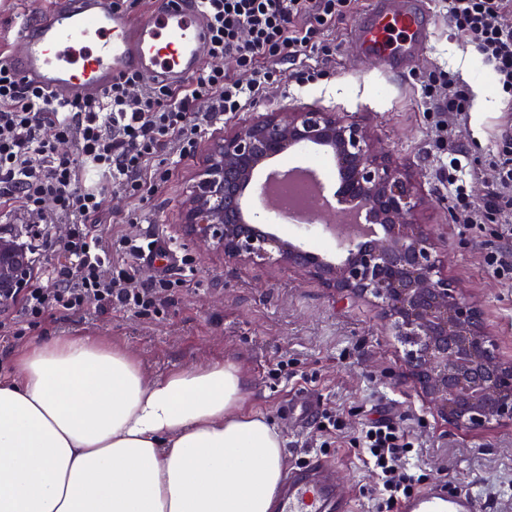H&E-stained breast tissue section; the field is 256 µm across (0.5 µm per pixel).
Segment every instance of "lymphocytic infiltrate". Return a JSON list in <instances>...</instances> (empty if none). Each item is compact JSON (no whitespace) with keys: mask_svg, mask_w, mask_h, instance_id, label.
I'll return each mask as SVG.
<instances>
[{"mask_svg":"<svg viewBox=\"0 0 512 512\" xmlns=\"http://www.w3.org/2000/svg\"><path fill=\"white\" fill-rule=\"evenodd\" d=\"M351 0H197L209 32V61L177 87L146 84L136 74L113 81L94 96L67 99L40 88L0 62V206L22 211L34 225V254H48L52 287L15 288L0 295V335L10 339L61 316L95 308L106 314L130 311L155 317L164 311L170 282L139 279V266L157 241L127 234L103 238L95 220L100 189L81 187L85 169H94L126 196L142 200L167 180L176 160L194 154L197 143L225 115L242 111L260 90L282 77L279 62L318 49L321 31L346 15ZM512 0H448L457 31L493 64L504 92H512ZM251 71L240 85L225 70L224 58ZM438 130L447 113L463 114L470 98L450 76L427 84ZM210 110L199 113V101ZM460 148L448 154V196L466 225L483 222L486 209L499 216L500 234L512 240V152L495 160V191L488 205L472 202ZM65 220L69 231L56 240L51 224ZM121 264H113V256ZM20 305L22 321L9 311ZM357 441L377 474L385 506L394 512L411 495L414 476L396 460L412 443L392 421L364 424Z\"/></svg>","mask_w":512,"mask_h":512,"instance_id":"1","label":"lymphocytic infiltrate"}]
</instances>
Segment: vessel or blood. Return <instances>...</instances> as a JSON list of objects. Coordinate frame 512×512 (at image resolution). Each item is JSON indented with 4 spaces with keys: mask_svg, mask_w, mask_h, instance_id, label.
I'll return each instance as SVG.
<instances>
[{
    "mask_svg": "<svg viewBox=\"0 0 512 512\" xmlns=\"http://www.w3.org/2000/svg\"><path fill=\"white\" fill-rule=\"evenodd\" d=\"M10 68L33 84L74 98L95 95L127 73L172 86L199 72L207 59L208 32L193 0H163L142 18L113 8L112 0H55L47 15L22 26ZM429 33L425 0H372L353 40L360 50L395 63L420 48ZM335 465L315 459L289 469L276 512H351L332 481ZM401 512H480L468 494L428 490L405 501Z\"/></svg>",
    "mask_w": 512,
    "mask_h": 512,
    "instance_id": "b4317fda",
    "label": "vessel or blood"
}]
</instances>
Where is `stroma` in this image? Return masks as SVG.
<instances>
[{"mask_svg": "<svg viewBox=\"0 0 512 512\" xmlns=\"http://www.w3.org/2000/svg\"><path fill=\"white\" fill-rule=\"evenodd\" d=\"M370 0H355L326 39L332 54L308 55L286 66V78L268 85L244 111L225 116L199 140L193 156L176 164L168 180L147 200L135 202L106 186L100 222L104 233L159 236L173 243V281H189L175 292L164 314L145 318L118 310L61 317L0 344V375L14 369L27 344L57 336H92L128 349L148 379L186 367L233 361L246 387L240 410L270 420L284 439L285 467L318 456L336 464L341 497L355 512H381L377 477L355 440L370 419L393 420L414 443L401 456L413 468L418 489L441 486L474 495L482 512H512V423L484 428L449 425L436 415L407 375V346L395 336L379 301L342 299L309 273L288 267L229 264L223 252L187 241L183 203L195 185L211 146L225 134L267 112H335L366 126L379 151L412 183L421 204L417 223L431 232L441 271L480 310L499 356L512 362V274L486 265L502 249L498 217L480 229L463 227L448 199L449 147L462 146L470 176L467 192L486 202L495 172L500 133L512 125L508 96L491 66L457 33L446 0H428L431 27L426 48L407 55L394 69L361 54L352 39ZM453 74L469 97L483 95V111L448 119V137L439 140L423 83L438 70ZM316 72L299 82V71ZM271 232L302 242L306 249L335 259L336 244L320 227L278 223L267 203L253 201ZM140 214L128 223V211ZM305 398L334 411L341 431L328 433L318 420L297 418L293 404Z\"/></svg>", "mask_w": 512, "mask_h": 512, "instance_id": "stroma-1", "label": "stroma"}]
</instances>
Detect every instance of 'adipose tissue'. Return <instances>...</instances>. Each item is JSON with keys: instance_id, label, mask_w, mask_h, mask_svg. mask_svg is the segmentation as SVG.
Instances as JSON below:
<instances>
[{"instance_id": "ef3b65f1", "label": "adipose tissue", "mask_w": 512, "mask_h": 512, "mask_svg": "<svg viewBox=\"0 0 512 512\" xmlns=\"http://www.w3.org/2000/svg\"><path fill=\"white\" fill-rule=\"evenodd\" d=\"M234 362L149 380L127 349L58 336L0 377V512H275L284 442Z\"/></svg>"}]
</instances>
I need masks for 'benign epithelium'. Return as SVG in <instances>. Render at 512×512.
<instances>
[{
    "label": "benign epithelium",
    "mask_w": 512,
    "mask_h": 512,
    "mask_svg": "<svg viewBox=\"0 0 512 512\" xmlns=\"http://www.w3.org/2000/svg\"><path fill=\"white\" fill-rule=\"evenodd\" d=\"M305 148L326 152L341 173L338 219L322 225L347 252L339 263L265 230L244 195L264 160ZM351 204L365 208L381 231L349 237ZM416 205L412 185L360 123L334 112H269L211 147L184 202V235L224 251L231 263L288 265L348 298L380 299L396 335L412 340L409 376L437 414L472 428L512 422V362L497 355L479 310L440 273L431 233L413 219ZM27 264L25 248L1 237V295L18 287Z\"/></svg>",
    "instance_id": "1"
}]
</instances>
